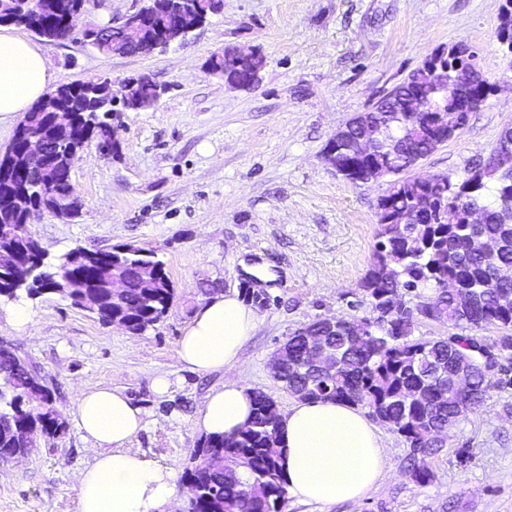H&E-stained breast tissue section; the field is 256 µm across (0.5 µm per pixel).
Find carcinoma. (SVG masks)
<instances>
[{
  "instance_id": "1",
  "label": "carcinoma",
  "mask_w": 512,
  "mask_h": 512,
  "mask_svg": "<svg viewBox=\"0 0 512 512\" xmlns=\"http://www.w3.org/2000/svg\"><path fill=\"white\" fill-rule=\"evenodd\" d=\"M86 0H39L34 9L29 0H0V25L23 26L46 42L57 41L64 31L67 15L84 7ZM173 7L208 18L221 11L223 0H174ZM141 21L102 26L103 37L94 47L103 55L145 54L156 35L174 23L169 13L154 11L149 3L140 8ZM463 45L439 46L423 63L387 94L380 111L370 113L379 127L373 156L358 160L349 153V142L339 145L342 178L354 184L359 179L392 178L387 194L377 205L378 242L371 267L361 289L375 315L341 319L334 327L319 319L307 324L322 338L334 355V374L298 372L304 360L306 342L300 330L290 333L276 349L286 364L288 388L309 391L310 400H336L369 409V414L401 435L410 447L409 478L417 484L431 481L427 459L445 448L448 430L496 386H511L508 375L487 374L477 353L488 345L481 336H450L423 339L413 336L418 317L455 326L485 328L493 325L506 334L493 344L504 348L503 358L512 359V281L493 278L498 266H512V206L499 207L502 194L512 197V163L492 165V160L512 148V127L504 128L486 161L468 170L460 180L439 177L433 184L403 177L410 158H423L462 129L468 115L459 111L455 87L468 83L469 63L460 56ZM224 72L227 81L244 80L250 71L261 70L265 57L257 55L240 65L224 49L209 61ZM103 79L63 84L47 93L20 121L19 126L42 128L51 121L47 106H71L80 112L77 133H87L96 143L112 142V122L105 116L110 107L87 111L85 91L101 85ZM416 93L427 94L433 109L420 119L408 116V102ZM138 112L154 105L155 83L149 81L131 89ZM448 138H438L440 129ZM76 140H57L50 146V158L59 165L56 179L32 177L25 169L22 179L31 183L35 198L31 205L54 210L69 217L78 215V205L68 192L66 175L74 156ZM421 209L419 223L410 224L406 215ZM480 210L484 220L472 223L471 212ZM26 215L16 211L0 196V250L5 251L32 240ZM497 245L494 254L483 243ZM88 258L74 248L57 261L47 259L36 248L31 254L33 273L27 283L15 287V272L0 267V297L15 300L24 291L29 296L54 292L64 284L69 299L85 292L101 302L99 318L131 323L140 334L155 326L169 311L175 289L165 264L155 254L131 245H117L97 251ZM126 283L121 296L112 299V273ZM434 289V296L422 298L417 290ZM415 293L412 304L404 292ZM471 364L470 390L461 396L453 373ZM253 416L249 427L233 435L206 436L193 450L181 480L197 488L195 512H284L288 492L281 458L276 450L280 439L281 410L274 397L262 389L250 390ZM31 428L55 437L66 423L55 406L50 389L39 373L15 354L0 352V462L27 455L31 448L23 433Z\"/></svg>"
}]
</instances>
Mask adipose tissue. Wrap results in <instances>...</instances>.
Masks as SVG:
<instances>
[{
  "mask_svg": "<svg viewBox=\"0 0 512 512\" xmlns=\"http://www.w3.org/2000/svg\"><path fill=\"white\" fill-rule=\"evenodd\" d=\"M55 77L35 42L0 28V122L27 112ZM256 315L235 294L215 292L193 315L179 342L184 369L223 371L241 361ZM249 390L235 380L209 391L195 418L204 435L247 426ZM145 412L123 390L97 387L79 394L73 419L92 450L80 477L78 512H160L176 496V472L148 458L133 442ZM279 446L289 496L301 505H331L377 489L386 467L378 429L355 407L336 401H295L282 416Z\"/></svg>",
  "mask_w": 512,
  "mask_h": 512,
  "instance_id": "adipose-tissue-1",
  "label": "adipose tissue"
}]
</instances>
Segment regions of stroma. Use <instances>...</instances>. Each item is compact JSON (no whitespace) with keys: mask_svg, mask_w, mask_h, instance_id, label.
<instances>
[{"mask_svg":"<svg viewBox=\"0 0 512 512\" xmlns=\"http://www.w3.org/2000/svg\"><path fill=\"white\" fill-rule=\"evenodd\" d=\"M505 0H224L185 39L147 55L100 54L83 32L121 22L143 0H88L67 39L42 43L56 84L91 77L145 75L164 94L151 108L113 122L117 153L89 146L71 171L80 214H46L31 225L49 259L70 250L119 244L154 251L175 288V302L154 327L133 334L100 321L57 293L0 300V341L38 369L66 429L37 437L35 451L0 462V512H77L81 472L91 464L70 415L81 390L124 389L145 411L134 445L183 470L200 440L193 422L204 395L231 379L293 396L273 381L271 353L319 317H363L360 282L377 243V205L386 181L351 184L326 163L340 126L368 111L421 66L433 49L463 43L499 89L451 140L409 169L408 177H463L512 126V52L498 39ZM258 49L257 84L225 83L208 61L224 47ZM258 277L270 298L243 348L242 363L218 373L184 370L178 343L214 292L243 294ZM34 314L15 330L16 304ZM173 386L156 394L152 379ZM387 464L376 490L329 507L288 503L285 512H512V386L485 401L448 433L430 460L432 480L407 475L410 448L382 429Z\"/></svg>","mask_w":512,"mask_h":512,"instance_id":"obj_1","label":"stroma"}]
</instances>
